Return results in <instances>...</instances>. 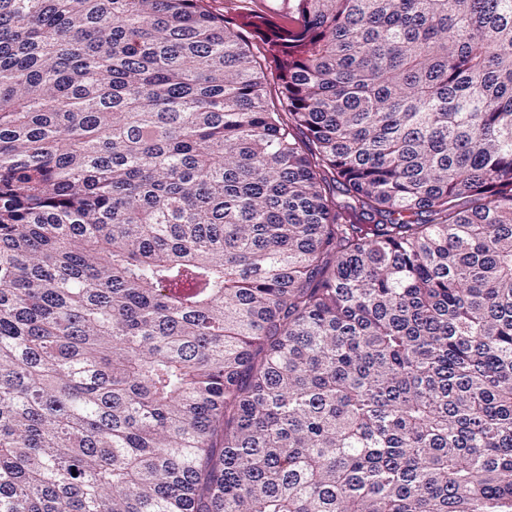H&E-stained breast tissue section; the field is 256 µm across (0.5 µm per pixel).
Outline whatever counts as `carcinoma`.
I'll use <instances>...</instances> for the list:
<instances>
[{
    "mask_svg": "<svg viewBox=\"0 0 512 512\" xmlns=\"http://www.w3.org/2000/svg\"><path fill=\"white\" fill-rule=\"evenodd\" d=\"M295 10L0 0V512H512V0ZM251 7L271 21L288 27L297 26L298 14L294 10V0H250Z\"/></svg>",
    "mask_w": 512,
    "mask_h": 512,
    "instance_id": "carcinoma-1",
    "label": "carcinoma"
}]
</instances>
